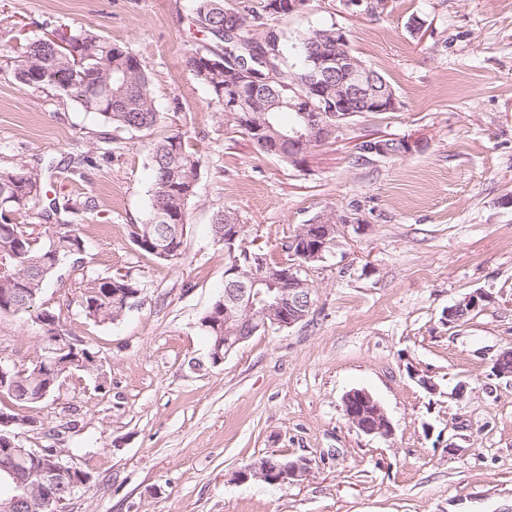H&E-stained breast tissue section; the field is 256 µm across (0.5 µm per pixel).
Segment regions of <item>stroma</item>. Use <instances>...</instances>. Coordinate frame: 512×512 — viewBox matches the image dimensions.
<instances>
[{"label": "stroma", "mask_w": 512, "mask_h": 512, "mask_svg": "<svg viewBox=\"0 0 512 512\" xmlns=\"http://www.w3.org/2000/svg\"><path fill=\"white\" fill-rule=\"evenodd\" d=\"M193 5L0 0V54L11 61L0 68V170L90 155L82 176L43 174L48 194L87 205L88 221L81 271L64 264L38 304L100 349L106 377L101 389L68 378L20 441L65 449L91 473L68 512H512V377L492 372L512 347V0H388L375 15L308 0L280 20L293 43L343 28L400 102L353 117L296 165L257 153L210 107L186 65L202 40ZM84 25L140 60L158 135L185 133L200 154L178 263L132 242L151 211L145 137L122 133L104 156L111 125L16 76L23 36ZM377 138L415 148L361 156ZM219 209L280 262L300 225L330 212L341 223L331 255L308 271L306 320L257 333L215 366L199 321L224 293ZM116 273L143 285L141 302L94 325L77 309L81 277ZM477 291L489 302L448 325V307ZM43 334L35 315L0 313V355L32 357ZM354 389L380 402L392 438L349 426L343 398ZM270 454L308 457L312 472L292 485L237 480Z\"/></svg>", "instance_id": "35a3bbf8"}]
</instances>
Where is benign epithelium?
<instances>
[{
  "label": "benign epithelium",
  "mask_w": 512,
  "mask_h": 512,
  "mask_svg": "<svg viewBox=\"0 0 512 512\" xmlns=\"http://www.w3.org/2000/svg\"><path fill=\"white\" fill-rule=\"evenodd\" d=\"M336 39V59L321 60L326 78L324 94L331 95L336 102V127L360 112H389L394 108L395 99L385 88L379 87L376 74L351 56L346 50L347 41L343 30L334 34ZM308 101L300 92L288 99V108L301 113L303 126L291 130L288 141L295 144L288 161H299L309 144L321 136L319 130H330L333 126L324 125L319 118L309 114L311 108L301 107L295 101ZM336 227L333 224H306L299 227L289 237L286 248L295 261L283 263L275 268L268 256L260 248L245 245L242 235L244 226L227 224L224 226L225 252L231 255V263L226 266L224 280L228 282L224 292V335L219 337L215 351L216 363L224 361L239 344L247 341L259 331L269 326L291 328L303 322L313 302V289L302 273L314 263L325 260ZM489 296L476 292L448 308V324H456L464 308L479 309ZM40 322L44 326L43 340L48 343L44 354L34 359L41 370L38 400L42 401L62 386L63 380L74 374V369L97 374V386L103 383V361L99 354L86 349L69 347L70 356L61 358L53 355L52 345L59 339V324L56 316L48 311L42 313ZM26 362L10 356L0 357V391L14 388L15 376L24 370ZM497 377H512V350L501 354L493 365ZM344 416L348 423L370 435L388 439L394 428L381 404L365 389H354L343 400ZM19 419L0 410V447L11 455L20 454L30 458L32 468L27 476L19 478L9 463L0 464V483L13 484L12 495L0 502V512H19L31 495L39 496L53 507V512H65L64 505L69 497L64 495L63 480L71 487L86 486L91 475L78 466L73 457L65 455L62 448L54 449L55 463L48 466L41 457V449L25 448L13 426ZM312 460L307 457L290 458L277 468L270 470L261 466L258 460L252 461L237 472L240 480H261L272 485L294 484L310 475Z\"/></svg>",
  "instance_id": "1"
}]
</instances>
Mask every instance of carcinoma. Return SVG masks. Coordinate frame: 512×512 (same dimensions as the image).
<instances>
[{"label":"carcinoma","instance_id":"carcinoma-1","mask_svg":"<svg viewBox=\"0 0 512 512\" xmlns=\"http://www.w3.org/2000/svg\"><path fill=\"white\" fill-rule=\"evenodd\" d=\"M275 2L260 0L259 9L247 17L229 0H195L192 24L203 34V43L191 50L187 67L207 87L210 104L226 128L248 137L259 152L283 160L288 141L282 136L302 123L299 113L288 109V84L299 75L313 76L317 65L299 56L297 69L290 71L291 50L281 31L270 28L261 38L255 37L254 28L265 25V18L289 16L275 9ZM227 29L236 30L234 36L226 37ZM17 77L36 89L63 93L117 131L149 138L152 213L148 222L137 225L132 242L152 243L139 251L159 262L180 260L182 251L171 245L183 239L188 211L195 204L200 160L185 135L153 136L162 116L156 112L140 61L91 28L69 34L53 29L26 41ZM23 210L36 211L44 221L42 241L25 238L13 222ZM87 210L88 205L69 196L44 193L42 172L35 167L0 170V290L24 282L27 292L18 297L19 312L35 308L45 283L55 275L47 265L50 246H55L62 262L85 250L77 227L86 223ZM235 223L234 212L216 211L212 224L217 241H224V225ZM62 226L75 236L61 234ZM114 288L141 291L143 285L127 274L82 277L80 297L94 306V323L113 324L128 312L112 298ZM35 370L36 365L28 362L13 392H0V401L37 407L31 399V391L38 387Z\"/></svg>","mask_w":512,"mask_h":512}]
</instances>
